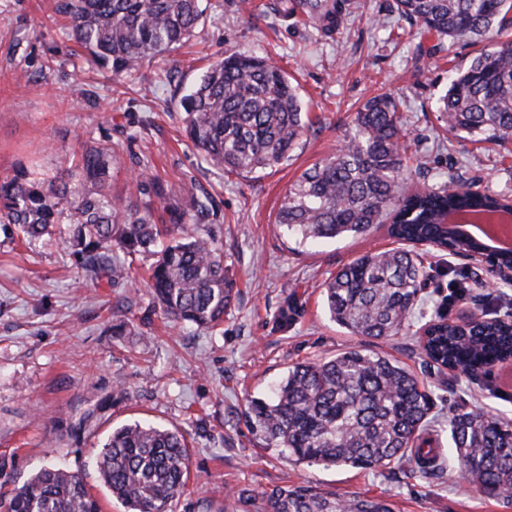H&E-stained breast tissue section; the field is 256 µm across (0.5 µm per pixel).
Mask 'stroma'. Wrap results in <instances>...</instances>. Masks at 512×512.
<instances>
[{"mask_svg": "<svg viewBox=\"0 0 512 512\" xmlns=\"http://www.w3.org/2000/svg\"><path fill=\"white\" fill-rule=\"evenodd\" d=\"M274 2L207 0L188 43L116 83L69 40L70 22L54 13V0H0V178L22 167L57 170L82 143L111 139L125 161L112 173L113 194H128L135 175L146 172L174 201L183 180L196 178L212 198L209 221L238 285L219 328L177 324L153 302L150 254L126 257L131 279L114 286L75 267L67 225L32 241L0 228V489L58 466L83 477L102 512H125L96 458L113 429L150 422L188 434L190 482L176 512H221L228 504L260 512V492L287 485L379 496L397 512H512V504L486 498L457 473L424 474L396 462L379 469L300 463L261 447L246 426L249 400L264 396L288 367L352 347L387 354L416 375L432 399L440 441L460 410L512 421V361L474 377L438 370L419 346L420 327L439 314L511 316L512 287L498 282L449 301L474 273L461 257L425 251L423 302L409 326L384 340L356 336L330 319L320 284L364 253L394 248V240L380 228L301 247L276 223L288 188L336 153L357 110L382 94L400 104L408 185H418L422 170L433 182L512 188V141L476 143L444 131L437 119L449 67H467L479 45L448 40L434 50L418 22L391 13L393 0H352L341 33L325 40L283 17ZM236 50L269 53L311 118L287 160L248 177L202 160L185 136L179 94L157 77L173 68L189 87ZM116 319L125 335H112ZM118 385L125 395L114 402ZM87 412L86 432L72 437L71 426Z\"/></svg>", "mask_w": 512, "mask_h": 512, "instance_id": "35a3bbf8", "label": "stroma"}]
</instances>
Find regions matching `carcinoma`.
Here are the masks:
<instances>
[{
	"label": "carcinoma",
	"mask_w": 512,
	"mask_h": 512,
	"mask_svg": "<svg viewBox=\"0 0 512 512\" xmlns=\"http://www.w3.org/2000/svg\"><path fill=\"white\" fill-rule=\"evenodd\" d=\"M326 37L339 33L346 0H279ZM401 18L419 22L439 39L490 40L464 69L450 68L440 99V121L475 142L512 139V0H393ZM55 13L72 21L71 36L112 77L131 76L143 64L186 42L203 18L201 0H56ZM188 140L204 160L242 176L272 168L292 151L310 124L288 76L265 56L234 52L211 64L181 96ZM402 117L395 100L368 101L352 133L331 157L305 170L277 215L298 243L363 236L386 227L401 246L366 253L322 284L330 318L357 336L385 339L408 323L421 290L414 247L466 251L448 229V212L512 215V190L481 192L461 184L404 186ZM120 163L112 142L81 147L75 167L52 174L20 170L0 180V224L38 239L53 224L69 225L68 248L84 275L113 285L128 277L112 247L155 256L149 288L166 316L217 328L234 299L224 258L201 221L211 200L195 179L179 203L164 204L156 180H137L140 202L112 196V169ZM423 351L450 370L476 373L512 357V322L496 318L426 323ZM430 399L399 361L348 349L288 368L273 395L253 398L249 430L266 448L298 462L383 468L403 458L422 473L455 462L484 495L512 503V422L463 412L448 422V449L431 428ZM188 442L176 428L135 422L112 431L96 466L112 497L127 512H174L189 479ZM262 512H395L382 497H339L306 486L261 493ZM5 512H101L82 476L43 468L7 498Z\"/></svg>",
	"instance_id": "cac0c4a2"
}]
</instances>
